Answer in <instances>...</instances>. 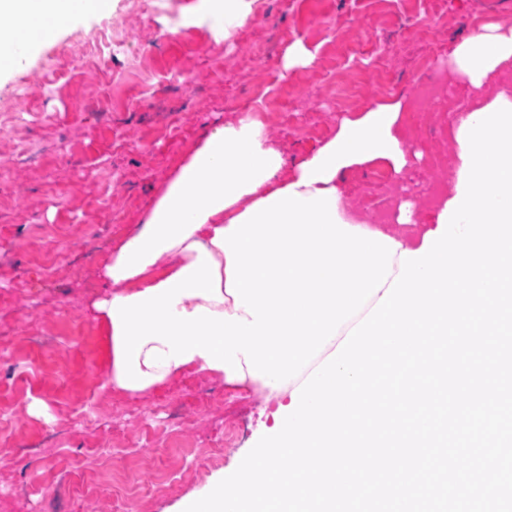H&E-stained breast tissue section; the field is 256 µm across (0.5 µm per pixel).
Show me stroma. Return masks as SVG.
Masks as SVG:
<instances>
[{
  "instance_id": "obj_1",
  "label": "stroma",
  "mask_w": 512,
  "mask_h": 512,
  "mask_svg": "<svg viewBox=\"0 0 512 512\" xmlns=\"http://www.w3.org/2000/svg\"><path fill=\"white\" fill-rule=\"evenodd\" d=\"M184 31L152 0L130 10L58 25L26 62L0 70V512H115V476L149 484L128 512H178L181 502L232 474L253 448L265 398L254 387L187 372L143 394L109 391L107 338L93 303L104 291L108 251L142 222L190 152L213 128L252 112L294 162L332 138L344 118L372 103L402 102L400 124L415 152L403 181L374 166L346 176V215L368 224L371 205L397 214L414 205L428 223L422 186L448 188L456 160L447 101L413 117L424 85L448 71L455 41L487 21L512 26V0H260L229 38H210L201 0H178ZM437 14L441 50L425 65L413 25ZM127 33L111 72L56 75L54 63L96 49L83 33L107 24ZM315 59L284 70L289 45ZM385 54L386 78L376 70ZM191 72L182 91L176 72ZM41 401L46 417L29 414ZM93 415L83 416L85 405ZM128 443L103 460L101 449ZM178 475L176 483L165 474Z\"/></svg>"
}]
</instances>
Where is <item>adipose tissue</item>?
I'll use <instances>...</instances> for the list:
<instances>
[{
	"instance_id": "obj_1",
	"label": "adipose tissue",
	"mask_w": 512,
	"mask_h": 512,
	"mask_svg": "<svg viewBox=\"0 0 512 512\" xmlns=\"http://www.w3.org/2000/svg\"><path fill=\"white\" fill-rule=\"evenodd\" d=\"M224 34L251 18L256 0H206ZM109 0H0V59L19 63L47 28L101 14ZM448 64L482 93L512 68V27L496 22L460 38ZM402 105L377 102L344 119L313 154L288 164L246 115L207 134L154 201L146 219L103 267L107 292L95 318L108 336L109 390L146 393L189 370L258 386L290 405L299 387L376 305L439 226L412 227L343 215V176L388 166L404 176L409 148Z\"/></svg>"
}]
</instances>
